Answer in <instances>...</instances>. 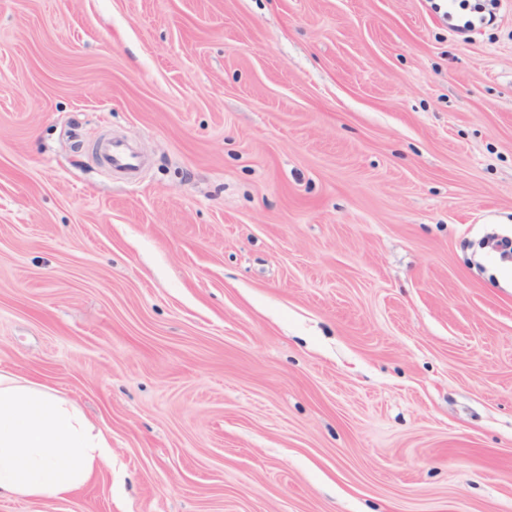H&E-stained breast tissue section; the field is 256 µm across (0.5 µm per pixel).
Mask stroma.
<instances>
[{
	"mask_svg": "<svg viewBox=\"0 0 512 512\" xmlns=\"http://www.w3.org/2000/svg\"><path fill=\"white\" fill-rule=\"evenodd\" d=\"M447 10L0 0V370L112 449L0 512H512V0ZM102 152L112 169L135 171L141 165L140 156L125 144L110 141L103 146Z\"/></svg>",
	"mask_w": 512,
	"mask_h": 512,
	"instance_id": "obj_1",
	"label": "stroma"
}]
</instances>
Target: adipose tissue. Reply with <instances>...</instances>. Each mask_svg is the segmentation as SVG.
Returning a JSON list of instances; mask_svg holds the SVG:
<instances>
[{
    "mask_svg": "<svg viewBox=\"0 0 512 512\" xmlns=\"http://www.w3.org/2000/svg\"><path fill=\"white\" fill-rule=\"evenodd\" d=\"M112 463L111 447L72 402L0 372V497H65Z\"/></svg>",
    "mask_w": 512,
    "mask_h": 512,
    "instance_id": "1",
    "label": "adipose tissue"
}]
</instances>
